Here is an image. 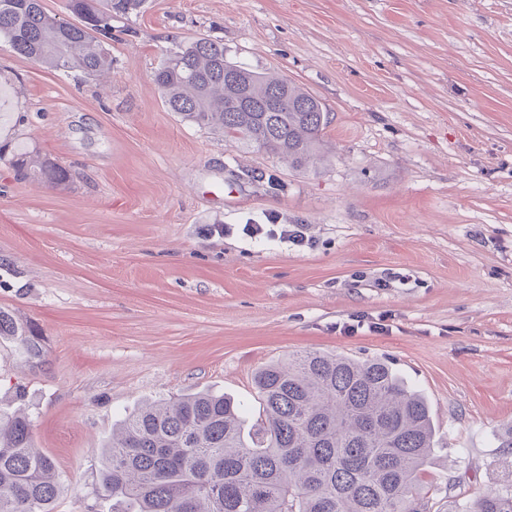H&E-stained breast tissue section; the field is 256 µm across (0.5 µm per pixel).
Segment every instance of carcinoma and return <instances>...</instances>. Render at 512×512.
Segmentation results:
<instances>
[{
	"label": "carcinoma",
	"mask_w": 512,
	"mask_h": 512,
	"mask_svg": "<svg viewBox=\"0 0 512 512\" xmlns=\"http://www.w3.org/2000/svg\"><path fill=\"white\" fill-rule=\"evenodd\" d=\"M143 0H0V47L38 65L99 77L101 38ZM154 83L167 108L297 171H316L329 113L278 73L224 59L211 38L166 50ZM17 177L64 188L70 173L37 150L12 159ZM264 418L245 429L237 404L197 392L149 404L112 432L102 491L112 512H430L420 474L435 445L426 396L381 360L306 352L259 368ZM55 460L33 448L24 414L0 413V512H52ZM458 512H512V488L463 500Z\"/></svg>",
	"instance_id": "obj_1"
}]
</instances>
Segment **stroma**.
Instances as JSON below:
<instances>
[{
    "mask_svg": "<svg viewBox=\"0 0 512 512\" xmlns=\"http://www.w3.org/2000/svg\"><path fill=\"white\" fill-rule=\"evenodd\" d=\"M199 37L321 101L318 172L168 110L153 73ZM105 46L99 80L0 49V412L55 459L53 512H112L102 449L142 403L251 424L255 370L305 351L425 393L431 512L511 486L512 0H144ZM33 148L68 186L17 178ZM269 216L306 245L242 234Z\"/></svg>",
    "mask_w": 512,
    "mask_h": 512,
    "instance_id": "obj_1",
    "label": "stroma"
}]
</instances>
